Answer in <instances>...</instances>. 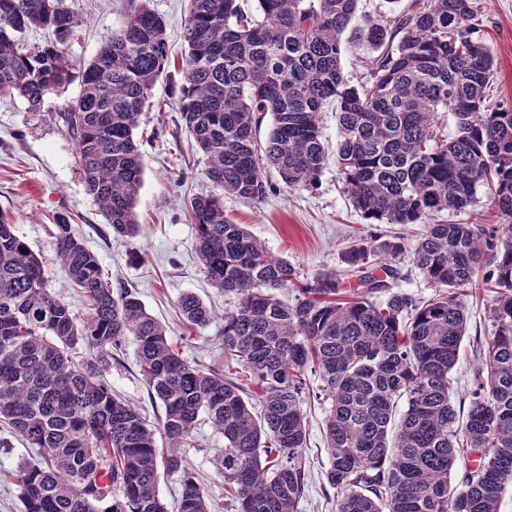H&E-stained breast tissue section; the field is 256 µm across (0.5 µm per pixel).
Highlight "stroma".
<instances>
[{
  "label": "stroma",
  "mask_w": 512,
  "mask_h": 512,
  "mask_svg": "<svg viewBox=\"0 0 512 512\" xmlns=\"http://www.w3.org/2000/svg\"><path fill=\"white\" fill-rule=\"evenodd\" d=\"M67 3L81 17L67 47L72 69L77 72L96 55L112 31L124 24L129 6L128 0ZM476 4L479 23L497 66L487 100L490 105L512 109V0H476ZM151 5L166 22L169 59L135 130L143 144L145 164L136 205L139 233L123 239L108 234L99 205L85 190L76 143L59 118L67 101L80 92L76 78L47 95L37 110L21 98L0 97V212L8 216L31 250L43 258L49 290L70 304L77 316H85L87 309L81 293L68 285L56 260L55 219L59 216L67 218L98 255L112 287L126 286L138 293L185 360L221 372L225 369L223 313L234 307L235 300L211 284L195 254V226L186 203L194 195L213 192L214 187L206 175L205 157L192 148L180 130V115L171 94L188 53L183 29L189 3L151 0ZM321 131L328 156L314 185L283 189L258 202L228 196L224 199V214L234 223L246 225L273 256L288 260L301 281L312 282L333 273L346 292L358 286L356 277L342 262L344 251L354 241L398 236L412 245L423 227L374 224L356 210L341 191L334 112L322 114ZM186 293L195 294L215 311L216 317L208 326L192 330L183 323L178 302ZM490 300L487 294L467 300V330L452 394L455 405L461 408L468 405L480 346L494 331ZM103 380L114 393L134 403L149 422H156L161 415L160 405L151 402L138 374L132 342H125L106 366ZM306 383L302 403L307 420V446L303 451L306 486L299 512H336V495L325 479L328 456L324 420L330 402L321 393L318 374H307ZM193 437V447L184 451L189 464L210 500L221 512H233L224 494V480L214 466L224 449L223 435L202 416ZM36 459L35 451L17 437L11 438L9 448H0V512H21L22 504L9 473L19 463Z\"/></svg>",
  "instance_id": "35a3bbf8"
}]
</instances>
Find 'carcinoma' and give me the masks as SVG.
<instances>
[{"mask_svg":"<svg viewBox=\"0 0 512 512\" xmlns=\"http://www.w3.org/2000/svg\"><path fill=\"white\" fill-rule=\"evenodd\" d=\"M254 2L249 10L242 0H189L188 54L173 95L208 179L250 201L312 184L325 164L321 114L336 104L344 193L368 219L425 225L412 258L435 296L418 303L388 283L393 261L409 250L400 237L343 253L359 273L350 296L333 274L299 285L288 261L224 216L219 197L197 195L187 210L198 259L212 285L238 300L224 312L228 371L203 370L183 359L137 293L112 290L96 254L61 217L57 258L88 305L78 320L0 212V429L40 457L13 473L23 512H167L162 471L180 477L178 512H217L179 452L202 414L224 436L215 467L236 512H298L309 371L330 400L326 481L336 512H499L512 485V111L485 105L495 66L475 0H410L364 19L355 31L370 79L359 86L345 77L340 47L358 0ZM129 3L127 21L83 67L79 95L59 113L115 237L139 231L144 164L134 131L168 57L162 17L149 0ZM80 23L67 0H0V96L36 110L65 86L67 41ZM36 29L52 30L54 40L28 44ZM442 113L454 119L450 139L437 135ZM267 117L261 145L256 128ZM269 166L280 184L269 181ZM484 188L499 218L492 232L428 223L476 205ZM285 288L297 292L294 303L281 299ZM481 288L492 292L495 331L473 372L460 444L453 373L465 297ZM179 307L192 327L214 319L191 293ZM128 339L164 409L154 428L99 379ZM77 345L89 353L80 363L68 355ZM158 432L169 450L157 447ZM463 453L475 469L453 486Z\"/></svg>","mask_w":512,"mask_h":512,"instance_id":"carcinoma-1","label":"carcinoma"}]
</instances>
